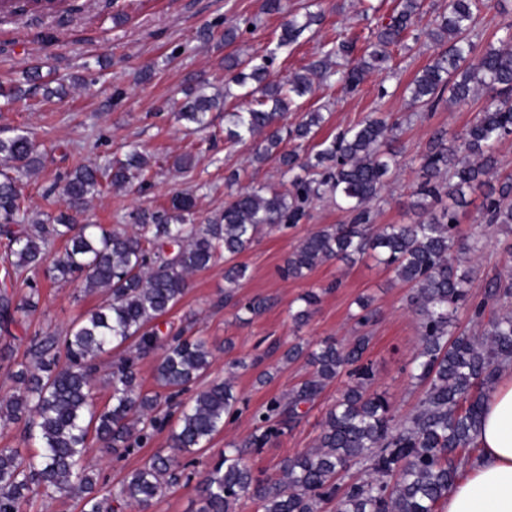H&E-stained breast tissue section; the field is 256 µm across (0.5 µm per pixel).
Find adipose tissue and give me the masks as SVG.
<instances>
[{"mask_svg": "<svg viewBox=\"0 0 512 512\" xmlns=\"http://www.w3.org/2000/svg\"><path fill=\"white\" fill-rule=\"evenodd\" d=\"M477 443L480 456L455 481L444 512H512V368L485 397Z\"/></svg>", "mask_w": 512, "mask_h": 512, "instance_id": "adipose-tissue-1", "label": "adipose tissue"}]
</instances>
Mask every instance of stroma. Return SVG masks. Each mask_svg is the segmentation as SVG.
<instances>
[{
    "label": "stroma",
    "mask_w": 512,
    "mask_h": 512,
    "mask_svg": "<svg viewBox=\"0 0 512 512\" xmlns=\"http://www.w3.org/2000/svg\"><path fill=\"white\" fill-rule=\"evenodd\" d=\"M321 24L313 26L298 43L277 49L283 18L262 11L264 0H82L78 12L26 13L0 18V82H24L26 71L39 68L43 78L29 96L0 111V135L16 130L31 131L46 151L44 169L34 177H22L26 221L58 214L66 203L51 186L65 170L124 157L130 146L145 148L155 163L143 185L109 189L96 197L86 216L108 228L131 226L132 216L143 209L167 204L178 191H193L196 218L205 221L220 212L227 199L224 176L240 173L241 185L277 186L282 181L275 161L253 162V143H232L224 138V113L246 107L247 102L227 98L224 112H211L209 126L193 131L177 114L184 101V87L204 84L207 93L224 88V58L230 54H274L269 79L279 82L316 59L338 34L369 36L376 16L364 15L366 4L389 14L397 0H318ZM254 17L253 33L233 44L223 42L224 31L243 19ZM437 48L428 37L409 47L392 50L395 75L382 80L370 75L360 91L351 93L332 83L319 86L300 101L299 111L289 113L298 122L302 113L318 110L327 121L321 131L329 136L376 113L400 124L393 147L399 164L373 205L378 224H408L417 215L411 208L419 177L418 159L432 135L439 130L459 136L493 103L482 92L462 102H451L430 112L412 105L406 85L426 65ZM148 80H140L143 70ZM387 96H380V86ZM197 154V166L187 172L175 170L176 156ZM469 204L460 212L459 231L479 233L484 247L469 255L473 287L481 289L487 273L512 272V229L484 227L480 222V193L468 194ZM310 219L295 228L272 231L254 242L239 257L247 267L234 292L232 303L224 301V261L196 273L182 300L163 318L171 331L208 340L214 351L207 380L227 376L232 362L246 361V368L232 375L242 401L233 422L215 435L201 452L192 454L180 484L157 497L148 512H197L200 481L206 463L219 458L229 441H243L252 429L255 410L274 396H287L312 372L305 361L283 363L281 353L303 339L316 342L332 337L345 342L354 332L356 301L368 295L379 311L368 351L377 370L374 388L385 393L396 415L408 413L424 388L410 377L409 363L419 345V317L409 306L410 285L398 280L393 270L375 259L353 263L331 260L316 266L306 277L285 279L280 275L288 255L315 228L342 224L344 211L332 200L315 201ZM40 304L36 313L18 317L9 338L13 357L23 360L34 336L62 333L76 319L95 308L100 294L80 292L75 285L40 279ZM322 290L315 313L303 327H296L290 307L309 289ZM266 300L257 316L238 315L236 301ZM348 384L347 377L330 382L310 409L305 421L281 436L271 447L248 456L254 473L277 477L283 461L314 448L320 423ZM168 432L156 434L151 443L131 452L113 453L92 445L88 459L108 490L119 487L121 477L141 467L157 451L167 447Z\"/></svg>",
    "instance_id": "obj_1"
}]
</instances>
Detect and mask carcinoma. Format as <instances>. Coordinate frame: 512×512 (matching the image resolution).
Instances as JSON below:
<instances>
[{
	"mask_svg": "<svg viewBox=\"0 0 512 512\" xmlns=\"http://www.w3.org/2000/svg\"><path fill=\"white\" fill-rule=\"evenodd\" d=\"M487 6V0H448V9L427 28L439 51L406 87L413 102L430 111L479 91L498 100L478 113L459 143L448 144L443 130L432 136L419 157L421 181L412 203L419 211L416 223L374 224L371 203L380 198L397 165L384 147L396 138L398 122L368 117L322 141L305 161L281 145L313 139L324 126L326 117L317 110L303 113L293 125L283 123L296 99L313 93L316 83L334 79L355 92L368 75L392 73L387 48L408 36L419 39L415 26L424 14V0H397L362 55H356L357 39L338 38L281 83L268 81L271 53L224 59L230 73L224 96L234 84L242 89L240 97L255 101L224 113L227 135L234 141H257L252 160H275L288 176V189L252 187L232 193L224 210L204 224L187 218L195 208L189 193L174 194L166 207L141 211L131 230L75 222L72 212H85L105 189L145 182L152 158L136 148L103 166L69 171L58 186L67 213L34 224L20 220V189L13 177L0 173L4 277L21 279L30 288L17 305L0 295V330L10 333L16 314L37 310L31 274L77 281L84 293L104 296L63 335L34 336L27 357L9 371L19 389L0 399V425H24L35 451L24 456L16 448H0V512H20L37 489L79 496L82 512H121L130 505L144 512L165 488L178 484L185 456L206 447L237 416L241 399L227 377L181 400L188 386L206 374L213 352L199 337L160 335L159 320L185 295L190 276L208 269L219 254L230 262L224 280L235 286L246 273V266L235 262L237 256L267 231L304 223L313 202L323 198L345 210L348 223L310 232L286 259L282 277L302 278L333 259L373 257L392 268L411 285L409 302L420 316L411 377L426 389L416 408L398 418L385 394L370 390L376 376L374 364L365 359L371 337L359 335L347 347L331 338L289 346L282 360L304 359L312 374L288 396L267 400L254 413V430L242 444H226L224 456L201 481L204 505L199 512H235L243 497L261 502L264 512H320L328 503L334 512H443L460 468L477 451L484 389L512 365V280L488 278L476 297L470 273L459 269L455 257L480 249L478 238L464 242L458 235V209L467 205V191L487 187L483 223L512 225V177L495 185L485 180L497 168L495 145L512 135V23L505 25L500 47L476 53L472 34ZM264 7L268 14L288 15L279 49L296 43L321 17L310 10L292 14L285 0H265ZM220 106V97L199 91L186 100L180 118L202 128L207 114ZM0 161L36 175L44 169L45 153L29 132L19 130L0 137ZM445 197L452 203L444 205ZM57 239L64 241V249L52 254L48 246ZM298 301L292 319L301 327L321 296L312 289ZM461 307L470 309L477 324L488 325L483 338L453 334V318ZM375 315L368 298L359 303L355 325L366 327ZM124 346L134 354L113 364L111 403L100 408L94 401L98 360ZM157 349L162 354L155 389L145 392L136 360ZM343 374L349 384L325 414L317 449L286 460L279 478L254 474L243 453H261L299 425L302 407ZM171 423L169 450L127 473L116 495L102 493L96 469L86 462L89 439L128 452L149 444L155 432ZM353 466L361 467L363 476L343 481Z\"/></svg>",
	"mask_w": 512,
	"mask_h": 512,
	"instance_id": "cac0c4a2",
	"label": "carcinoma"
}]
</instances>
